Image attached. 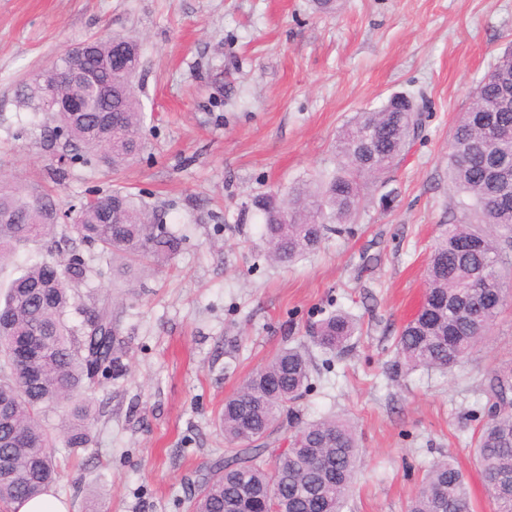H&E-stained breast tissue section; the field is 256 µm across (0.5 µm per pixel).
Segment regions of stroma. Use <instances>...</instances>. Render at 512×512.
<instances>
[{
  "instance_id": "obj_1",
  "label": "stroma",
  "mask_w": 512,
  "mask_h": 512,
  "mask_svg": "<svg viewBox=\"0 0 512 512\" xmlns=\"http://www.w3.org/2000/svg\"><path fill=\"white\" fill-rule=\"evenodd\" d=\"M142 45L144 148L117 172L70 160L48 116L22 101L28 76L92 37ZM512 45V0H0V180L48 190L64 212L114 189L183 236L114 313L124 367L96 376L84 448L57 445L55 490L70 512H185L190 484L221 456L227 396L330 313L359 330L298 404L303 419L351 420L363 452L343 512H407L426 470L448 456L474 512H493L471 446L493 373L512 370V296L483 341L448 370L394 368V340L417 313L427 258L463 193L448 174L450 131L471 90ZM425 95L423 132L391 178L313 254L281 266L264 253L256 197L337 171L336 140L395 92ZM93 268L68 311L112 290Z\"/></svg>"
}]
</instances>
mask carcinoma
<instances>
[{
  "instance_id": "cac0c4a2",
  "label": "carcinoma",
  "mask_w": 512,
  "mask_h": 512,
  "mask_svg": "<svg viewBox=\"0 0 512 512\" xmlns=\"http://www.w3.org/2000/svg\"><path fill=\"white\" fill-rule=\"evenodd\" d=\"M94 52L85 67L99 80L77 86L88 111H54L55 137H64L70 159L100 157L114 171L126 167L143 148V112L135 78L141 45L131 39L92 38ZM68 60L61 55L36 72L26 85V100L42 111L46 82L72 90L60 80ZM423 109L404 93L391 96L373 112H361L337 138L339 172L319 189L299 185L284 204L261 198L267 258L291 264L316 252L326 234L360 208L361 189L388 178L422 128ZM448 161L453 185L471 200L477 224H448L432 248L426 266L423 304L395 338V366L447 370L461 361L495 324L506 298L484 301L472 287L476 274L507 293L501 270L512 265V107L498 100L497 85L480 81L467 110L450 133ZM59 204L48 193L0 181V263L23 247L51 243L63 258L59 278L47 262L30 266L10 284L0 316V512L41 495L58 482L55 437L46 425L61 411L58 427L70 448L88 444L94 413L86 390L95 375L117 369L120 344L112 307L86 309L82 328L67 321L76 290L91 269L60 242L76 238L119 261L116 273L127 282L138 272L172 260L183 238L155 223L122 191L96 195L83 203L70 235L56 240ZM39 331L43 345L30 355L17 345ZM357 330L349 314L337 311L318 323L311 341L318 348L343 350ZM313 362L301 346L285 345L248 374L224 399L219 420L225 456L206 466L187 498L188 512H269L275 501L286 512H342L360 458L357 433L344 418L302 420L297 403L310 386ZM512 375L497 374L491 397L497 416L475 441V462L495 512H512ZM293 434L288 450L276 446L281 419ZM407 512H472L465 477L456 465L434 462L410 501Z\"/></svg>"
}]
</instances>
